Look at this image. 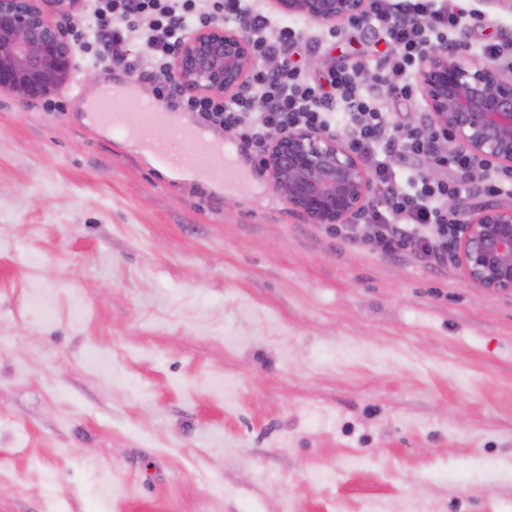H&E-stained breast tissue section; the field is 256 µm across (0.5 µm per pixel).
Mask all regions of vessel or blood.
<instances>
[{
	"instance_id": "obj_1",
	"label": "vessel or blood",
	"mask_w": 512,
	"mask_h": 512,
	"mask_svg": "<svg viewBox=\"0 0 512 512\" xmlns=\"http://www.w3.org/2000/svg\"><path fill=\"white\" fill-rule=\"evenodd\" d=\"M129 104L127 93L107 90L87 118L113 137L151 130L154 156L164 167L195 173L220 186L240 179L241 173L229 162L223 145L210 141L206 128L174 123L169 113L148 104L133 112Z\"/></svg>"
}]
</instances>
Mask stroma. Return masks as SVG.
<instances>
[{
    "label": "stroma",
    "instance_id": "35a3bbf8",
    "mask_svg": "<svg viewBox=\"0 0 512 512\" xmlns=\"http://www.w3.org/2000/svg\"><path fill=\"white\" fill-rule=\"evenodd\" d=\"M465 6L473 56L512 39ZM306 29L314 80L387 49ZM106 84L158 73L0 92V512H512V293L309 223L224 130L239 181L161 171L85 121Z\"/></svg>",
    "mask_w": 512,
    "mask_h": 512
}]
</instances>
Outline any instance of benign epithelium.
Wrapping results in <instances>:
<instances>
[{
	"label": "benign epithelium",
	"instance_id": "benign-epithelium-1",
	"mask_svg": "<svg viewBox=\"0 0 512 512\" xmlns=\"http://www.w3.org/2000/svg\"><path fill=\"white\" fill-rule=\"evenodd\" d=\"M82 0H0V91L45 99L71 78V26ZM281 11L322 24L362 19L367 0H275ZM255 64L241 27L189 32L164 79L193 97L238 94ZM433 116L427 128L458 150L512 171V63L471 57L463 42L423 53L417 64ZM274 189L313 224H347L371 202L373 178L335 132L294 127L270 134L261 160ZM466 281L512 292V205L468 212L448 245Z\"/></svg>",
	"mask_w": 512,
	"mask_h": 512
}]
</instances>
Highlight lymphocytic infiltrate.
I'll return each instance as SVG.
<instances>
[{
	"mask_svg": "<svg viewBox=\"0 0 512 512\" xmlns=\"http://www.w3.org/2000/svg\"><path fill=\"white\" fill-rule=\"evenodd\" d=\"M90 9L95 40L111 51L113 63L129 73L139 72L148 59L166 65L191 27L220 20L245 26L255 55L279 58L277 72H253L247 91L229 101L220 97L184 99L166 88L158 89L157 97L198 113L207 126L239 131L243 141L260 145L274 130L285 131L298 124L329 129L346 120L352 148L372 161L376 190L385 197L390 214L401 217L396 223L390 221V214L372 211L365 218L373 226L372 233L353 224L345 230L347 240L361 245L377 242L390 256L410 251L432 265L447 262L448 233L458 222L448 209V199L460 192V185L419 170L401 185L391 163L431 153L437 165L455 171L475 167V159L460 151L435 153L434 143L412 129L405 136H391L387 118L369 86L386 82L395 96L411 99L420 55L446 46L449 30L467 18L455 0H368V20L388 26L390 41L384 58L372 71L362 65L333 68L324 86L309 82L291 62L290 52L303 41V30L293 25L275 26L261 0H90ZM126 29L140 33L144 58H132L122 51Z\"/></svg>",
	"mask_w": 512,
	"mask_h": 512,
	"instance_id": "lymphocytic-infiltrate-1",
	"label": "lymphocytic infiltrate"
}]
</instances>
